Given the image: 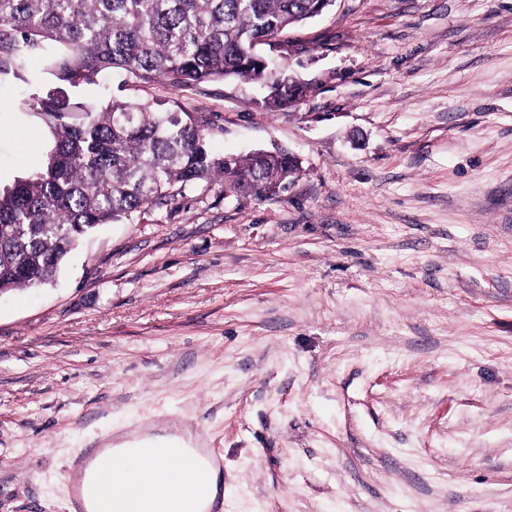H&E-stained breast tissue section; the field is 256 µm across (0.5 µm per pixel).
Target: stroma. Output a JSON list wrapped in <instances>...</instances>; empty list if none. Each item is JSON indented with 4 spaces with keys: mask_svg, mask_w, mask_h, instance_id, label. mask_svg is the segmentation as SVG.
Returning <instances> with one entry per match:
<instances>
[{
    "mask_svg": "<svg viewBox=\"0 0 512 512\" xmlns=\"http://www.w3.org/2000/svg\"><path fill=\"white\" fill-rule=\"evenodd\" d=\"M261 51L299 105L82 86L301 172L175 189L0 296V512H68L84 449L175 425L217 452L223 512H512V0H334ZM51 141L1 110L0 184Z\"/></svg>",
    "mask_w": 512,
    "mask_h": 512,
    "instance_id": "stroma-1",
    "label": "stroma"
}]
</instances>
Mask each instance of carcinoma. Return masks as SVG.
<instances>
[{"label": "carcinoma", "mask_w": 512, "mask_h": 512, "mask_svg": "<svg viewBox=\"0 0 512 512\" xmlns=\"http://www.w3.org/2000/svg\"><path fill=\"white\" fill-rule=\"evenodd\" d=\"M328 7L327 0H0V81L27 80L33 55L56 80L23 102L52 130L41 171L0 188V290L52 282L80 238L164 203L178 185L215 177L263 198L298 178L286 153L215 157L198 121L121 99L88 105L73 89L114 69L179 87L235 78L264 85L265 110L290 108L308 84L269 77L253 47ZM70 114L78 118L65 121Z\"/></svg>", "instance_id": "obj_1"}]
</instances>
